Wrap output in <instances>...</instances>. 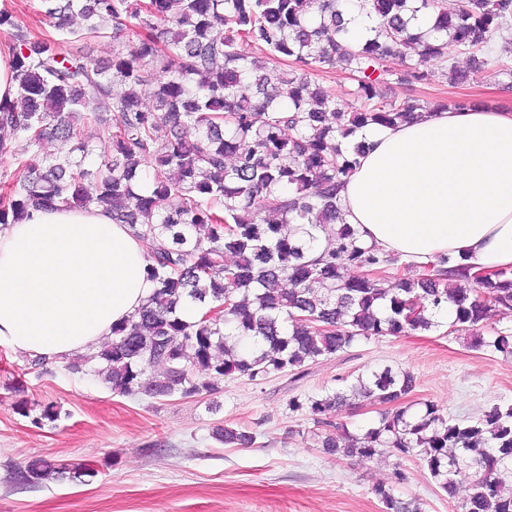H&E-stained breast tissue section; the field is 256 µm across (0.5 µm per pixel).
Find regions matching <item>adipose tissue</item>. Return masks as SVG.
<instances>
[{
	"label": "adipose tissue",
	"instance_id": "ef3b65f1",
	"mask_svg": "<svg viewBox=\"0 0 512 512\" xmlns=\"http://www.w3.org/2000/svg\"><path fill=\"white\" fill-rule=\"evenodd\" d=\"M361 135L337 194L361 245L418 268L449 255L512 269V112L431 108ZM148 265L143 240L95 205L0 226V344L51 361L97 350L151 297Z\"/></svg>",
	"mask_w": 512,
	"mask_h": 512
}]
</instances>
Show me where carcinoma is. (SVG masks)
Returning <instances> with one entry per match:
<instances>
[{"instance_id":"1","label":"carcinoma","mask_w":512,"mask_h":512,"mask_svg":"<svg viewBox=\"0 0 512 512\" xmlns=\"http://www.w3.org/2000/svg\"><path fill=\"white\" fill-rule=\"evenodd\" d=\"M58 30L78 17L97 33L112 22L113 39L130 32L105 64L60 51L0 10L12 31L17 98L0 103V224L37 208L91 204L112 212L152 242L149 277L156 288L112 340L75 369L121 396L190 398L218 390L226 376L250 381L300 371L358 340L408 336L439 327L449 311L454 332L479 330L512 309V270L471 274L463 265L427 268L381 287L398 262L357 244L336 206L341 184L366 145L343 140L370 123L396 125L424 106L378 91L387 63L414 56L403 78L426 83L423 64L448 61L455 48L480 66L509 71L512 0H348L360 31L342 18L337 0H41ZM259 54L236 50L237 40ZM292 60L287 73L274 62ZM336 64L357 74L359 107L346 112L311 75ZM154 85L152 103L140 90ZM119 123L104 131L109 152L93 169L86 128L100 113ZM24 140L36 152L17 154ZM57 141L63 153H45ZM317 256H312L314 250ZM362 274L352 276L351 269ZM183 304L208 307L193 324L176 316ZM478 345L512 355V336ZM414 376L389 366L358 374L346 389L320 399H292L321 428L330 455L423 463L461 512H512V403L475 420H459L432 402L415 414L404 404ZM388 406L365 432L332 420L351 400ZM213 438L248 448L255 436L219 425ZM96 472L36 457L16 472L23 483L83 481ZM384 512H421L379 484Z\"/></svg>"}]
</instances>
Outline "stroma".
Masks as SVG:
<instances>
[{"label": "stroma", "instance_id": "1", "mask_svg": "<svg viewBox=\"0 0 512 512\" xmlns=\"http://www.w3.org/2000/svg\"><path fill=\"white\" fill-rule=\"evenodd\" d=\"M31 35L53 37L63 51L104 63L111 35L55 30L39 0H0ZM433 80L407 84L386 76L388 98L422 105L462 103L512 109L502 76L473 67L465 83L451 84L444 63H429ZM411 371L416 386L408 403L431 401L452 417L476 418L495 404L512 403V357L475 347L471 333L448 326L409 336L361 340L310 365L252 382L225 378L219 392L192 398L113 394L66 369L64 363L32 366L28 357L0 345V512H382L377 484L416 499L424 512H460L419 460H404V482H395L393 459L337 458L323 452L309 414L289 407L292 398L321 396L359 372L384 366ZM29 404V416L17 411ZM60 418L43 427L32 419L46 403ZM252 432L248 448H227L212 436L215 425ZM42 456L62 464L90 465L91 482H17L27 460Z\"/></svg>", "mask_w": 512, "mask_h": 512}]
</instances>
